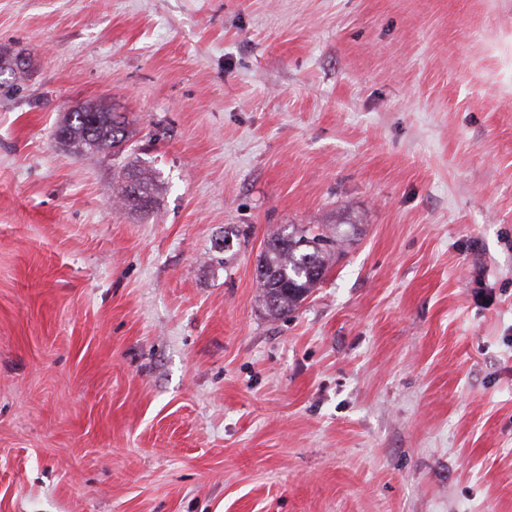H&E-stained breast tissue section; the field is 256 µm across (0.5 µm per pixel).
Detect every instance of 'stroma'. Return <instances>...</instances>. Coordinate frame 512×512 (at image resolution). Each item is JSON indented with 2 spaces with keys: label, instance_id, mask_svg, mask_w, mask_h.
Listing matches in <instances>:
<instances>
[{
  "label": "stroma",
  "instance_id": "stroma-1",
  "mask_svg": "<svg viewBox=\"0 0 512 512\" xmlns=\"http://www.w3.org/2000/svg\"><path fill=\"white\" fill-rule=\"evenodd\" d=\"M0 48V512H512V0H0ZM291 224L350 239L275 320ZM69 109L57 133L62 145L74 153L94 155V153L125 151L133 136L129 123L117 112H109L97 106ZM119 197L123 205L148 213L154 208L158 185L152 171L138 168L124 172Z\"/></svg>",
  "mask_w": 512,
  "mask_h": 512
}]
</instances>
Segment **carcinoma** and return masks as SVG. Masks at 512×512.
<instances>
[{"label":"carcinoma","mask_w":512,"mask_h":512,"mask_svg":"<svg viewBox=\"0 0 512 512\" xmlns=\"http://www.w3.org/2000/svg\"><path fill=\"white\" fill-rule=\"evenodd\" d=\"M15 57L0 53V72L16 79L26 74L28 62L13 68ZM62 127L67 136L62 145L74 153L92 155L125 151L132 131L125 118L97 106L68 111ZM119 197L123 205L148 213L154 208L158 185L152 171L138 168L123 173ZM344 236H329L293 224L268 235L257 264L259 297L266 313L279 319L295 311L323 280L330 263L339 254Z\"/></svg>","instance_id":"carcinoma-1"}]
</instances>
